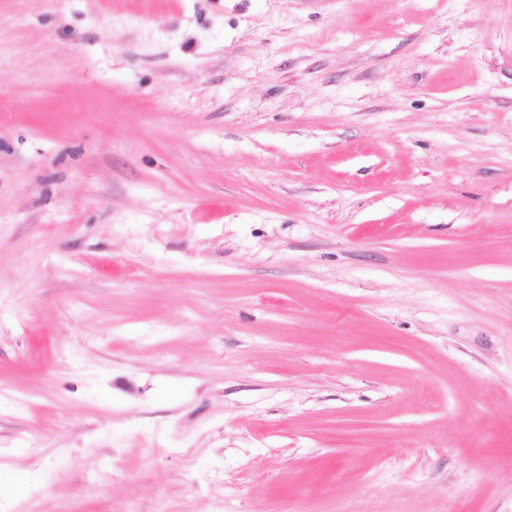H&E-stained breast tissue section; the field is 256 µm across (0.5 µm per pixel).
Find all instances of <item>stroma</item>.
<instances>
[{
    "label": "stroma",
    "mask_w": 512,
    "mask_h": 512,
    "mask_svg": "<svg viewBox=\"0 0 512 512\" xmlns=\"http://www.w3.org/2000/svg\"><path fill=\"white\" fill-rule=\"evenodd\" d=\"M0 512H512V0H0Z\"/></svg>",
    "instance_id": "35a3bbf8"
}]
</instances>
